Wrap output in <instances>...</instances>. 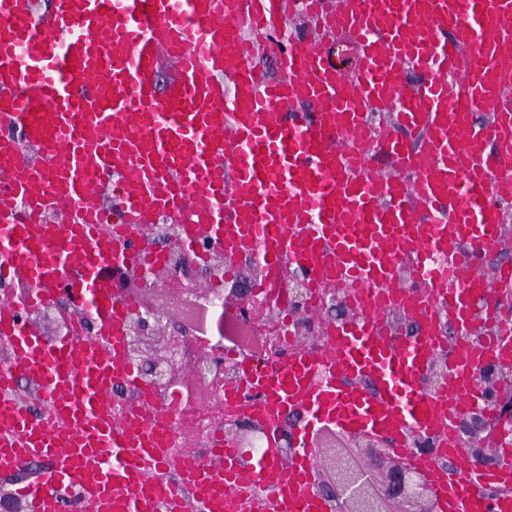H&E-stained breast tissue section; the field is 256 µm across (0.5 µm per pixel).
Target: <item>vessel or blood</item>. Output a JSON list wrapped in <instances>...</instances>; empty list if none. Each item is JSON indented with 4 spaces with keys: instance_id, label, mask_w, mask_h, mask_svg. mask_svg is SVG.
I'll list each match as a JSON object with an SVG mask.
<instances>
[{
    "instance_id": "vessel-or-blood-1",
    "label": "vessel or blood",
    "mask_w": 512,
    "mask_h": 512,
    "mask_svg": "<svg viewBox=\"0 0 512 512\" xmlns=\"http://www.w3.org/2000/svg\"><path fill=\"white\" fill-rule=\"evenodd\" d=\"M291 15V0H0V473H26L28 512H327L328 427L422 471L436 512H512V467L466 457L455 429L475 406L498 426L481 374L512 364V265L481 273L512 239V0H305L303 32ZM160 214L228 264L257 253L279 306L298 276L371 311L321 346L242 359L224 405L264 431L263 456L219 431L208 457H172L169 411L124 354L134 299L117 280L160 265ZM63 297L94 327L46 341L27 315ZM477 301L497 332L480 334ZM391 311L419 331L382 326Z\"/></svg>"
}]
</instances>
